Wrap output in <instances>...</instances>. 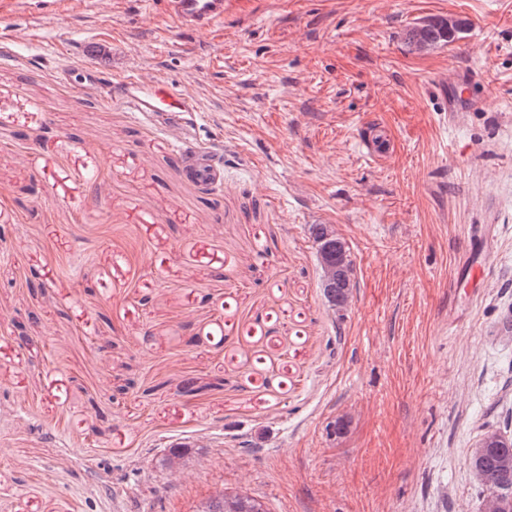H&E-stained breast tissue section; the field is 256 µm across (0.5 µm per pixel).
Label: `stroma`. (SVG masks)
<instances>
[{
    "mask_svg": "<svg viewBox=\"0 0 512 512\" xmlns=\"http://www.w3.org/2000/svg\"><path fill=\"white\" fill-rule=\"evenodd\" d=\"M34 2L0 0V512H194L219 491L482 512L469 452L512 433V0H234L205 32L159 0ZM437 17L468 28L409 51ZM83 68L198 110L175 132ZM470 68L479 104L448 115ZM180 138L221 159L218 189ZM312 224L355 261L341 320ZM464 252L478 284L456 282ZM177 442L194 453L172 471ZM178 157L186 172L196 181L211 183L217 179L219 168L211 161H200L196 149L181 145L178 148Z\"/></svg>",
    "mask_w": 512,
    "mask_h": 512,
    "instance_id": "1",
    "label": "stroma"
}]
</instances>
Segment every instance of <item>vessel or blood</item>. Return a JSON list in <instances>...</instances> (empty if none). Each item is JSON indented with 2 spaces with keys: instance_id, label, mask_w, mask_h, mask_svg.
<instances>
[{
  "instance_id": "1",
  "label": "vessel or blood",
  "mask_w": 512,
  "mask_h": 512,
  "mask_svg": "<svg viewBox=\"0 0 512 512\" xmlns=\"http://www.w3.org/2000/svg\"><path fill=\"white\" fill-rule=\"evenodd\" d=\"M169 14L182 30L201 32L208 30L215 22L222 20L231 7V0H164ZM104 98L121 99L136 112H161L168 117H178L183 112L196 111L195 101L166 84L158 82L151 88L141 87L132 76L116 80L104 78L99 84ZM178 157L187 173L196 181L214 182L218 168L209 161L199 160L196 149L182 145Z\"/></svg>"
}]
</instances>
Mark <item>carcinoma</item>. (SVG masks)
<instances>
[{
    "mask_svg": "<svg viewBox=\"0 0 512 512\" xmlns=\"http://www.w3.org/2000/svg\"><path fill=\"white\" fill-rule=\"evenodd\" d=\"M465 27L462 20L450 25L446 19H431L407 31L405 44L418 51L434 49L452 42ZM308 234L322 272L320 288L325 305L342 319L355 284L350 248L329 224H311ZM468 464L486 493L484 512H512V438L497 429L481 431ZM225 508L222 493L201 501L195 512H225Z\"/></svg>",
    "mask_w": 512,
    "mask_h": 512,
    "instance_id": "carcinoma-1",
    "label": "carcinoma"
}]
</instances>
